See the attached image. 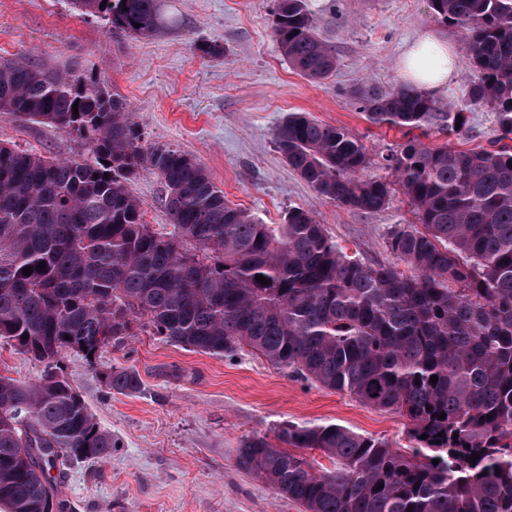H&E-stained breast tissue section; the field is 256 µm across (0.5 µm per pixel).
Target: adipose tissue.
Returning a JSON list of instances; mask_svg holds the SVG:
<instances>
[{
    "label": "adipose tissue",
    "mask_w": 512,
    "mask_h": 512,
    "mask_svg": "<svg viewBox=\"0 0 512 512\" xmlns=\"http://www.w3.org/2000/svg\"><path fill=\"white\" fill-rule=\"evenodd\" d=\"M459 65L457 53L432 37L422 36L413 41L402 56L399 70L405 79L430 94L442 91L450 75Z\"/></svg>",
    "instance_id": "adipose-tissue-1"
}]
</instances>
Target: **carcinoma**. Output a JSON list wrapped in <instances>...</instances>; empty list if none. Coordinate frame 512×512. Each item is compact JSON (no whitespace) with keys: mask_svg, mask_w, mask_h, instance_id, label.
I'll return each instance as SVG.
<instances>
[{"mask_svg":"<svg viewBox=\"0 0 512 512\" xmlns=\"http://www.w3.org/2000/svg\"><path fill=\"white\" fill-rule=\"evenodd\" d=\"M69 2L114 34L163 27L160 0ZM429 3L464 31L469 103L490 106L512 133V0ZM273 36L306 78L335 71L307 0H276ZM362 108L397 128L433 120L456 135L468 128L464 109L439 112L406 85L364 93ZM0 112L89 147L70 161L0 143V345L45 367L34 383L0 376V502L11 512H65L50 471L112 453V435L56 370L66 351L93 362L134 335L139 318L167 342L217 356L248 347L409 421L416 447L407 451L334 423L284 424L276 438L286 450L265 437L245 440L239 465L304 512H512V146L459 150L410 139L384 158L391 177L364 178L369 159L357 139L289 114L275 130L276 149L321 196L371 213L397 185L413 206L420 227L387 237L396 262L366 264L307 210L264 224L227 203L195 157L144 147L127 102L92 67L1 60ZM141 168L165 185L169 235L144 223L130 190ZM105 382L122 394L140 387L128 369H111ZM307 450L333 468H315Z\"/></svg>","mask_w":512,"mask_h":512,"instance_id":"cac0c4a2","label":"carcinoma"}]
</instances>
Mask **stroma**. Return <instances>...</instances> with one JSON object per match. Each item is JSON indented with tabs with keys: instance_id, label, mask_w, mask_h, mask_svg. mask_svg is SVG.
Segmentation results:
<instances>
[{
	"instance_id": "obj_1",
	"label": "stroma",
	"mask_w": 512,
	"mask_h": 512,
	"mask_svg": "<svg viewBox=\"0 0 512 512\" xmlns=\"http://www.w3.org/2000/svg\"><path fill=\"white\" fill-rule=\"evenodd\" d=\"M321 38L336 53L331 76L313 82L293 70L272 34L275 0H161L166 21L151 36L115 35L104 21L76 16L68 0H0V60L25 58L59 67L95 68L129 105L144 146L170 144L191 153L225 199L267 224L301 207L323 224L347 254L390 263L386 238L416 216L393 192L378 212L359 213L319 196L284 162L274 133L293 112L345 129L364 145L368 174L385 175L389 149L413 136L429 147L488 149L501 131L486 105L468 107L464 138L433 123L404 130L371 122L363 92H390L403 83L398 64L423 33L461 49L463 32L433 15L427 0H308ZM216 42L224 55H204ZM81 160L86 143L50 126L0 112V142ZM130 188L143 220L170 232L166 189L140 169ZM61 367L116 446L103 461L69 463L54 471L71 512H302L238 464L247 438H274L286 422L336 423L401 450L414 442L406 418L361 405L300 375L273 366L249 348L213 356L154 336L107 348L93 363L65 354ZM134 370L136 394L111 390L103 374Z\"/></svg>"
}]
</instances>
